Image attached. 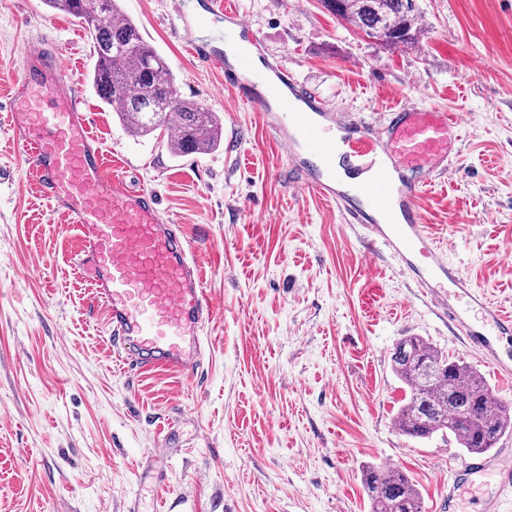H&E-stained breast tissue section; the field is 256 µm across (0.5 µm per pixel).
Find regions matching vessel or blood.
Instances as JSON below:
<instances>
[{"mask_svg": "<svg viewBox=\"0 0 512 512\" xmlns=\"http://www.w3.org/2000/svg\"><path fill=\"white\" fill-rule=\"evenodd\" d=\"M186 0H172L170 21L194 56L224 68V87L264 112L267 126L299 175L298 188L336 204L345 223L361 228L369 261L391 255L423 298L483 355L512 335V316L474 292L447 264L428 225L421 198L450 172L460 153L458 119L440 108L404 104L382 128L348 117L302 83L285 62L242 53L235 64L205 51L200 24L185 21ZM226 17L249 44L260 41L249 21L225 0H210L208 19ZM57 50L28 42L11 88L7 121L39 196L72 224L82 245L80 265L94 300L108 315L122 360L138 371L197 375L200 328L212 310L204 273L179 225L163 218L154 188L131 187L112 171L87 112L64 79ZM373 159L361 200L339 190L332 173L336 151ZM484 486L483 512H499L496 489L512 486V452L458 462L443 501L462 512L460 490Z\"/></svg>", "mask_w": 512, "mask_h": 512, "instance_id": "b4317fda", "label": "vessel or blood"}]
</instances>
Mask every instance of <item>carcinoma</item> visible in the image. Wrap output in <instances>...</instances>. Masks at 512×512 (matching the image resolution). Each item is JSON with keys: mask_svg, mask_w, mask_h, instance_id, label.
<instances>
[{"mask_svg": "<svg viewBox=\"0 0 512 512\" xmlns=\"http://www.w3.org/2000/svg\"><path fill=\"white\" fill-rule=\"evenodd\" d=\"M417 0H320L322 7L386 47L418 42ZM80 22L93 42L89 81L99 99L136 138L177 125L167 146L176 156L204 154L222 142L223 123L203 102L179 94L164 57L145 39L118 0H43ZM392 371L407 387L395 417L398 433L429 439L451 436L467 453L488 452L512 433V406L500 401L470 365L419 336L394 347ZM362 484L370 512H423L411 477L401 470L369 465Z\"/></svg>", "mask_w": 512, "mask_h": 512, "instance_id": "obj_1", "label": "carcinoma"}]
</instances>
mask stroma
Here are the masks:
<instances>
[{
	"mask_svg": "<svg viewBox=\"0 0 512 512\" xmlns=\"http://www.w3.org/2000/svg\"><path fill=\"white\" fill-rule=\"evenodd\" d=\"M260 55L285 59L339 111L378 125L406 103L460 119L461 156L421 200L443 257L512 314V0H419V43L386 48L319 0H233ZM180 93L224 122L221 147L172 155L133 138L88 78L91 40L42 0H0V512H368L363 465L414 480L439 512L454 439H409L391 353L420 336L477 369L503 402L512 378L452 337L398 261L369 263L359 229L297 192L259 109L223 88L168 27L170 0H120ZM63 54L111 164L154 188L205 270L213 311L197 378L127 372L76 265L78 237L35 193L6 122L29 38Z\"/></svg>",
	"mask_w": 512,
	"mask_h": 512,
	"instance_id": "1",
	"label": "stroma"
}]
</instances>
